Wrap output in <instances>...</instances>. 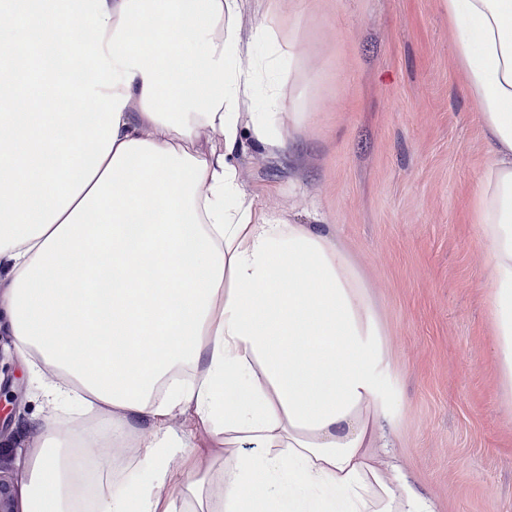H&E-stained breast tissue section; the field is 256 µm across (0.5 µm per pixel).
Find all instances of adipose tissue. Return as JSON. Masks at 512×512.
Instances as JSON below:
<instances>
[{"label": "adipose tissue", "instance_id": "adipose-tissue-1", "mask_svg": "<svg viewBox=\"0 0 512 512\" xmlns=\"http://www.w3.org/2000/svg\"><path fill=\"white\" fill-rule=\"evenodd\" d=\"M271 2L0 0V311L46 408L23 512H438L375 451L358 270L241 179L309 118L286 110L293 46L242 28ZM444 2L491 155L472 212L512 409V0Z\"/></svg>", "mask_w": 512, "mask_h": 512}]
</instances>
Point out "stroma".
Wrapping results in <instances>:
<instances>
[{
	"label": "stroma",
	"instance_id": "stroma-1",
	"mask_svg": "<svg viewBox=\"0 0 512 512\" xmlns=\"http://www.w3.org/2000/svg\"><path fill=\"white\" fill-rule=\"evenodd\" d=\"M314 115L238 159L267 209L326 224L384 330L381 441L440 512H512V410L498 400L488 250L472 186L490 154L442 0H274ZM40 384L0 324V452L40 420Z\"/></svg>",
	"mask_w": 512,
	"mask_h": 512
}]
</instances>
